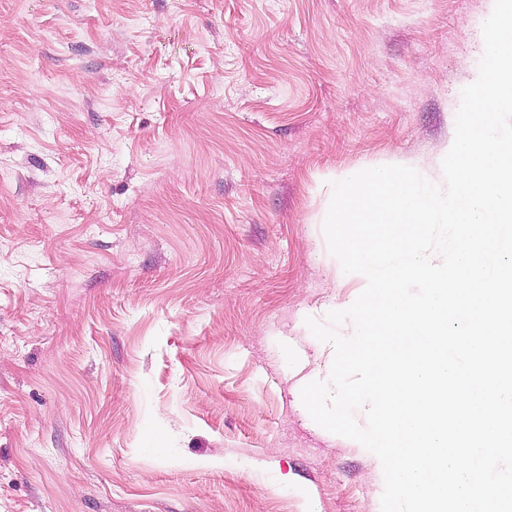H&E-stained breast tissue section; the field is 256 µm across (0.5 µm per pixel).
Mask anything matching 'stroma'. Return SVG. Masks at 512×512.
Listing matches in <instances>:
<instances>
[{
	"mask_svg": "<svg viewBox=\"0 0 512 512\" xmlns=\"http://www.w3.org/2000/svg\"><path fill=\"white\" fill-rule=\"evenodd\" d=\"M492 6L0 0V512H379L300 395L330 179L443 184Z\"/></svg>",
	"mask_w": 512,
	"mask_h": 512,
	"instance_id": "35a3bbf8",
	"label": "stroma"
}]
</instances>
